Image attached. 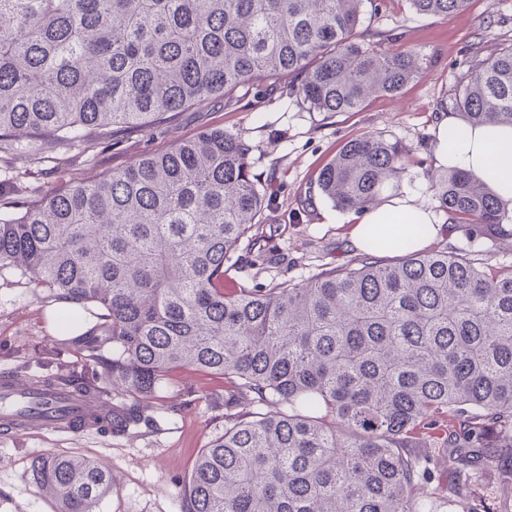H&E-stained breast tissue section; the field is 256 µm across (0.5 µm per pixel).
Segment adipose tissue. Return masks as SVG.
<instances>
[{
  "mask_svg": "<svg viewBox=\"0 0 512 512\" xmlns=\"http://www.w3.org/2000/svg\"><path fill=\"white\" fill-rule=\"evenodd\" d=\"M434 159L438 167L459 169L487 183L499 205L512 213V125H469L448 111H441L433 129ZM370 224H403L410 228V247L424 249L440 225L434 213L414 195L390 196L362 213L351 231L353 244L367 250L366 227Z\"/></svg>",
  "mask_w": 512,
  "mask_h": 512,
  "instance_id": "1",
  "label": "adipose tissue"
}]
</instances>
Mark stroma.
Returning a JSON list of instances; mask_svg holds the SVG:
<instances>
[{"mask_svg":"<svg viewBox=\"0 0 512 512\" xmlns=\"http://www.w3.org/2000/svg\"><path fill=\"white\" fill-rule=\"evenodd\" d=\"M509 39L512 0H472L466 11L445 18L415 14L406 0H386L369 24L370 44L381 51L410 50L429 61L399 96L374 97L361 111L331 115L302 108L284 82L245 87L233 98L177 113L150 129L92 130L89 140L102 145L94 153L50 140L37 143L31 158L0 153V199H28L32 190H53L65 176L92 180L202 129L220 127L250 146L252 171L270 197L260 216L259 245L240 246L226 264L227 279L245 288H271L287 279L301 282L326 264H344L359 255L349 236L357 215L339 211L320 193L318 169L344 142L379 132L410 151V174L401 192L435 208L427 173L433 168L437 110L452 102L471 45ZM432 247L468 251L487 271H512V239H474L456 227ZM63 310L48 289L36 287L19 272L0 270V372L67 376L70 333L58 323ZM177 379V390L166 394L171 412L155 416L135 435L45 432L0 438V512H53L30 472L31 461L47 453L108 464L112 491L99 512H181L183 487L200 449L224 432V380L190 370L180 371Z\"/></svg>","mask_w":512,"mask_h":512,"instance_id":"obj_1","label":"stroma"}]
</instances>
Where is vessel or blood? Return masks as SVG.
Masks as SVG:
<instances>
[{
  "mask_svg": "<svg viewBox=\"0 0 512 512\" xmlns=\"http://www.w3.org/2000/svg\"><path fill=\"white\" fill-rule=\"evenodd\" d=\"M111 421L112 406L100 399L75 395L62 384L49 388L0 375V436L16 440L45 431L79 435Z\"/></svg>",
  "mask_w": 512,
  "mask_h": 512,
  "instance_id": "b4317fda",
  "label": "vessel or blood"
}]
</instances>
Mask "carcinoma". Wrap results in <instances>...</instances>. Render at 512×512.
Masks as SVG:
<instances>
[{
    "mask_svg": "<svg viewBox=\"0 0 512 512\" xmlns=\"http://www.w3.org/2000/svg\"><path fill=\"white\" fill-rule=\"evenodd\" d=\"M383 0H0V148L53 139L91 147V127L159 125L253 85L293 80L316 112H358L423 70L412 52L363 42ZM446 18L469 0H407ZM466 123L512 124V43L467 57L453 98ZM407 150L351 139L317 175L361 213L406 175ZM449 223L512 236V214L459 170L432 172ZM266 194L250 147L206 128L95 182L70 178L0 202V270L100 308L70 340L120 393L112 433L140 425L181 369L224 378V434L196 459L182 512H497L486 462L512 480V273L466 252L412 251L370 226L372 252L301 283L224 286L257 239ZM403 254L385 263L377 253ZM70 391L99 397L70 374ZM273 414L243 411L242 397ZM31 476L55 512H96L111 470L45 454Z\"/></svg>",
    "mask_w": 512,
    "mask_h": 512,
    "instance_id": "obj_1",
    "label": "carcinoma"
}]
</instances>
